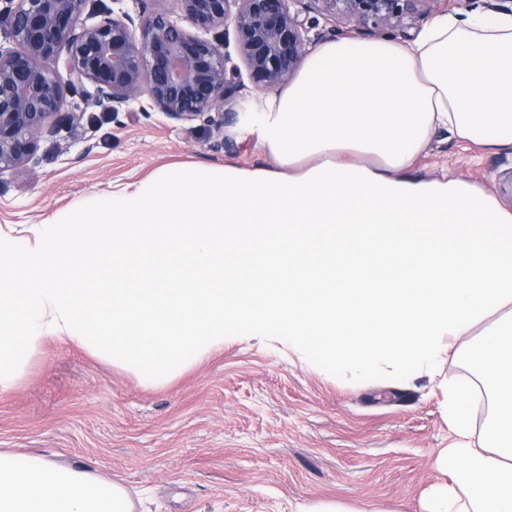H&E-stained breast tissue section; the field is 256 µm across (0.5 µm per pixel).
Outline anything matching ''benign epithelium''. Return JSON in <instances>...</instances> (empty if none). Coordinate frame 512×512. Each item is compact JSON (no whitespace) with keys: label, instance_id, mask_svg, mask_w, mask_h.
<instances>
[{"label":"benign epithelium","instance_id":"benign-epithelium-1","mask_svg":"<svg viewBox=\"0 0 512 512\" xmlns=\"http://www.w3.org/2000/svg\"><path fill=\"white\" fill-rule=\"evenodd\" d=\"M182 15L208 30L233 29L251 78L264 87L289 80L320 34L301 19L312 9L335 22L331 36H366L383 26L402 31L423 14L451 10L455 0H176ZM86 0H0V173L30 168L40 138L75 116L66 94L116 114L148 96L152 108L182 121L224 128L214 112L237 88L224 44L202 39L156 12L128 13L77 25ZM65 58L66 81L50 63Z\"/></svg>","mask_w":512,"mask_h":512}]
</instances>
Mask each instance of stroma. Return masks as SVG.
Wrapping results in <instances>:
<instances>
[{"label": "stroma", "instance_id": "1", "mask_svg": "<svg viewBox=\"0 0 512 512\" xmlns=\"http://www.w3.org/2000/svg\"><path fill=\"white\" fill-rule=\"evenodd\" d=\"M146 10L184 21L175 0H89L80 20ZM224 52L242 88L221 107L223 133L151 108L112 114L67 97L75 120L40 140L37 165L0 173V226L28 236L75 204L119 203L124 188L159 171L204 166L228 180L276 169L248 132L270 90L251 79L234 34H225ZM446 170L512 212V154L436 137L406 177L430 182ZM468 347L457 340L438 372L396 381L383 369L326 374L304 350L256 333L225 341L167 385L147 386L51 342L0 392V448L119 481L134 512H298L316 502L421 512L444 480L438 455L455 440L443 410L448 385H474L471 442L485 444L491 403Z\"/></svg>", "mask_w": 512, "mask_h": 512}]
</instances>
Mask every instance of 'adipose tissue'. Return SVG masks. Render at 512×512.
I'll return each mask as SVG.
<instances>
[{
  "label": "adipose tissue",
  "mask_w": 512,
  "mask_h": 512,
  "mask_svg": "<svg viewBox=\"0 0 512 512\" xmlns=\"http://www.w3.org/2000/svg\"><path fill=\"white\" fill-rule=\"evenodd\" d=\"M439 132L512 151V14H441L411 40L323 42L266 100L257 144L277 170L228 184L202 166L162 172L118 205L79 206L22 240L0 232V390L50 341L160 386L222 347L231 322L305 346L324 370L384 362L396 378L437 369L450 340L471 336L491 387L489 445L469 443L472 387H449L457 441L424 508L512 512V213L453 176L403 180ZM273 224L289 227L266 245L273 278L240 263L225 283V233L247 240ZM92 247L109 251L111 278L85 270ZM133 510L118 482L0 451V512Z\"/></svg>",
  "instance_id": "obj_1"
}]
</instances>
